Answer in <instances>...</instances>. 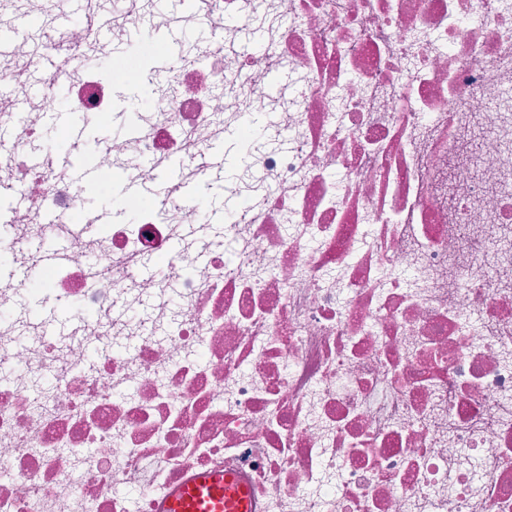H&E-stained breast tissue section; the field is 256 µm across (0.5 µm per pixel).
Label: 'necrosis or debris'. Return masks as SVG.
<instances>
[{
  "label": "necrosis or debris",
  "mask_w": 512,
  "mask_h": 512,
  "mask_svg": "<svg viewBox=\"0 0 512 512\" xmlns=\"http://www.w3.org/2000/svg\"><path fill=\"white\" fill-rule=\"evenodd\" d=\"M169 69L86 23L30 112L0 101V512H161L224 467L251 512H512V0H213ZM0 85L37 71L27 31ZM98 131L123 220L35 152L49 115ZM274 116L268 141L251 117ZM232 136L225 224L205 223ZM194 151L191 180L166 178ZM73 224L68 258L28 244ZM160 262L164 276H148ZM71 309L59 328L34 316ZM179 37L176 39L180 48L179 59L182 62L183 58L190 55L192 50L197 47L203 46L210 40V33L203 28H176Z\"/></svg>",
  "instance_id": "necrosis-or-debris-1"
}]
</instances>
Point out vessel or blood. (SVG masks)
<instances>
[{
    "label": "vessel or blood",
    "instance_id": "vessel-or-blood-1",
    "mask_svg": "<svg viewBox=\"0 0 512 512\" xmlns=\"http://www.w3.org/2000/svg\"><path fill=\"white\" fill-rule=\"evenodd\" d=\"M249 490L233 473L213 469L194 474L173 487L164 512H250Z\"/></svg>",
    "mask_w": 512,
    "mask_h": 512
}]
</instances>
